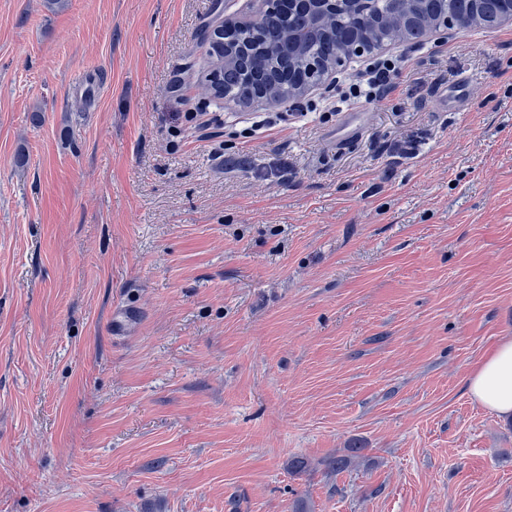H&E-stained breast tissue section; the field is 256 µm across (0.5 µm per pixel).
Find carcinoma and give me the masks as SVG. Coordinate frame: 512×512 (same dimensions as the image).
I'll return each mask as SVG.
<instances>
[{
  "instance_id": "cac0c4a2",
  "label": "carcinoma",
  "mask_w": 512,
  "mask_h": 512,
  "mask_svg": "<svg viewBox=\"0 0 512 512\" xmlns=\"http://www.w3.org/2000/svg\"><path fill=\"white\" fill-rule=\"evenodd\" d=\"M423 17L429 24L451 15L471 21V25L489 27L497 23L505 9L504 0H423ZM410 10L408 0H368V5L357 12L341 13L336 17L333 33L314 37L310 33V19L299 13L291 23L288 41L274 45L266 40L251 47L250 55L237 62L223 64L219 70V94L238 102L253 99L255 86L264 84L279 98H285L294 84L288 74L305 71V60L320 58L331 60L339 56L346 45L341 35L360 29L366 18L400 19ZM362 449H346L336 456L328 467L336 472L348 469L360 457Z\"/></svg>"
}]
</instances>
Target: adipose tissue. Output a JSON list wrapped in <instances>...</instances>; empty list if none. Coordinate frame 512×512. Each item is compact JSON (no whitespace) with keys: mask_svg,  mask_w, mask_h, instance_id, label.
I'll return each mask as SVG.
<instances>
[{"mask_svg":"<svg viewBox=\"0 0 512 512\" xmlns=\"http://www.w3.org/2000/svg\"><path fill=\"white\" fill-rule=\"evenodd\" d=\"M468 391L480 405L512 418V338L502 340L471 374Z\"/></svg>","mask_w":512,"mask_h":512,"instance_id":"1","label":"adipose tissue"}]
</instances>
